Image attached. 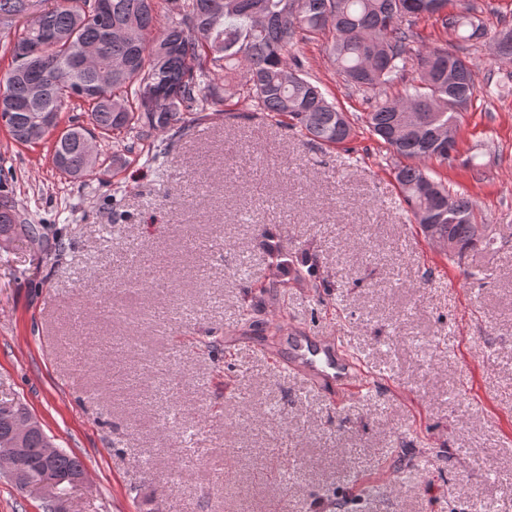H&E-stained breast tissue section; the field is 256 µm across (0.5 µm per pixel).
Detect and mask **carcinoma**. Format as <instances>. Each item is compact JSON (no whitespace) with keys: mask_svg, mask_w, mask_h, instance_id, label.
<instances>
[{"mask_svg":"<svg viewBox=\"0 0 512 512\" xmlns=\"http://www.w3.org/2000/svg\"><path fill=\"white\" fill-rule=\"evenodd\" d=\"M157 0H60L52 11L34 16L8 32L4 50L8 70L0 75L3 106L17 105L4 127L22 145L52 139L55 167L82 182L104 163L88 155L86 127L78 118L58 132L36 128L35 114L87 107L93 129L104 138L125 133L139 139L154 130H183L206 120L205 111L226 107L234 98L252 111L291 125L301 136L324 145L344 144L355 133L349 116L318 78L300 61L294 46L332 34L329 59L347 85L370 95L364 117L369 133L394 155L408 160L394 171L400 195L426 237L448 243L461 257L490 241L475 223V204L454 193L425 166L446 162L456 142L448 123L476 96L475 64L443 45L414 48L413 26L431 20L453 30L459 41L475 45L487 37L483 9L476 0H172L174 17L156 31ZM33 0H0V18L28 15ZM101 48V67L80 66L79 48ZM416 75L403 94L386 88L400 78L410 53ZM45 238L43 226L22 218L15 202L0 200V235ZM18 402L0 403V456L10 452ZM51 443L42 428L22 442L29 449L26 480H61L85 472L82 460L64 449L44 458L38 449Z\"/></svg>","mask_w":512,"mask_h":512,"instance_id":"1","label":"carcinoma"}]
</instances>
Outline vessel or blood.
<instances>
[{
  "label": "vessel or blood",
  "mask_w": 512,
  "mask_h": 512,
  "mask_svg": "<svg viewBox=\"0 0 512 512\" xmlns=\"http://www.w3.org/2000/svg\"><path fill=\"white\" fill-rule=\"evenodd\" d=\"M282 339L287 347L286 367L312 384L330 385L340 393L368 388V371L335 334L313 335L289 325Z\"/></svg>",
  "instance_id": "b4317fda"
}]
</instances>
